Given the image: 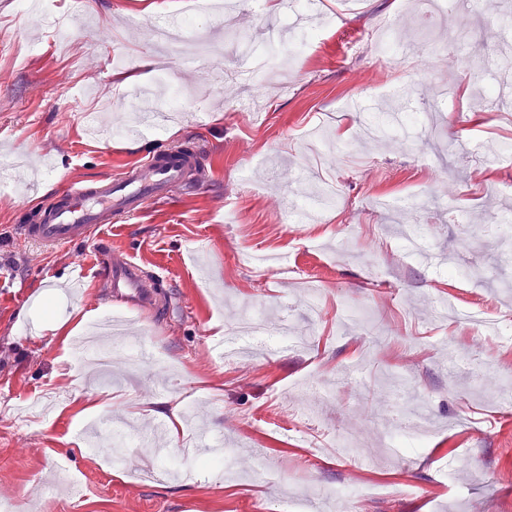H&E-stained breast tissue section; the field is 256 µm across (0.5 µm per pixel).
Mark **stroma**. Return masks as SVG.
I'll list each match as a JSON object with an SVG mask.
<instances>
[{"instance_id":"1","label":"stroma","mask_w":512,"mask_h":512,"mask_svg":"<svg viewBox=\"0 0 512 512\" xmlns=\"http://www.w3.org/2000/svg\"><path fill=\"white\" fill-rule=\"evenodd\" d=\"M41 2L32 18L0 0V157L37 164L40 185L20 191L18 170L0 189V512H288L313 501L324 512H512V399L495 396L511 380L497 344L463 322L481 309L499 332L512 327V245L490 231L512 163L483 161L512 144V109L443 94L476 59L490 62L486 85L512 79V54L489 34L490 0L435 12L314 0L324 22L306 45L268 42L267 28L289 29L294 15L255 0H236L239 22L222 34L201 0ZM185 16L211 67L171 64L177 119L134 138L91 136L87 113L110 123L134 112L124 77L154 84L140 64L162 56L154 21ZM386 31L402 69L376 42ZM244 41L263 54L260 70L236 61ZM406 87L419 123L361 137L367 118L348 102L387 113ZM189 141L217 155L222 177L198 168L178 202L102 231L133 261L166 263L154 307L114 303L95 242L42 250L21 239L37 197ZM281 194L325 205L316 222L289 220ZM78 263L68 314L113 311L157 347L136 368L120 348L109 386L89 385L36 303ZM254 311L287 320L292 347L273 353L272 332L250 340V357H217L226 327ZM186 405L201 418L162 455L134 436L116 465L81 439L106 415L143 433ZM204 435L239 449V477L184 455ZM347 487L355 498L324 500Z\"/></svg>"}]
</instances>
